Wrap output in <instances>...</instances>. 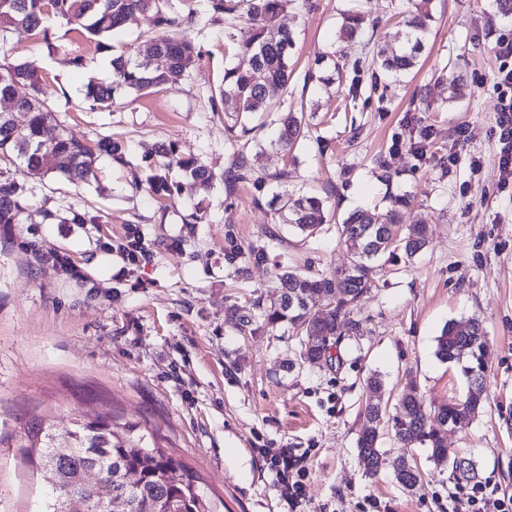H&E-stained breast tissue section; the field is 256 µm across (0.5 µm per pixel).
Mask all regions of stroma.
I'll use <instances>...</instances> for the list:
<instances>
[{
    "mask_svg": "<svg viewBox=\"0 0 512 512\" xmlns=\"http://www.w3.org/2000/svg\"><path fill=\"white\" fill-rule=\"evenodd\" d=\"M416 2L309 0L281 15L295 40L287 103L303 107L309 128L288 154L275 146L274 126L236 131L230 114L214 111L225 68H249L250 58L229 47L207 0H172L175 10L198 12L182 29L200 50L189 79L121 95L106 112L84 104L88 80L112 74L98 39L54 22L60 50L51 53L27 32L12 34L11 61L39 66L68 131L123 139L130 153L125 165L99 161L88 184L46 180L21 223L0 224V512H42L51 493L39 449L25 445L28 422L65 427L99 416L118 428L136 424L196 472L213 512H448L455 498H512V182L502 181L497 139V76L512 59L495 54L499 40H512V17L494 0H431L417 68L381 77L373 59L402 40ZM355 10L365 13L358 35L338 39L343 14ZM68 52L84 58L83 69L65 65ZM454 79L464 90L453 101ZM169 143L219 172L237 148L255 174L289 168L288 191L323 199L340 218L407 196L405 221L424 223L428 244L410 261L380 258L375 286L354 312L362 335L343 338L328 360L301 362L287 326L242 336L224 312L275 298L277 264L320 274L348 264L335 225L301 235L248 183L230 197L219 183L205 195L187 188L173 201L153 200L133 188L134 171ZM71 205L95 223L44 220L45 207ZM200 207L207 223L189 227ZM228 225L266 246L272 264L251 267L244 280L229 276ZM131 226L148 262L129 264L114 250ZM190 233L193 247L176 248ZM51 252L69 257L75 274L46 261ZM470 319L489 341V402L446 440L474 463L477 479L455 483L416 448L423 479L403 489L391 463L404 450L389 436L386 464L366 475L356 449L365 379L382 376L391 408L412 379L426 405L462 396L466 380L436 357V338L447 323ZM281 448L301 455L306 470L296 506L280 496L263 457Z\"/></svg>",
    "mask_w": 512,
    "mask_h": 512,
    "instance_id": "obj_1",
    "label": "stroma"
}]
</instances>
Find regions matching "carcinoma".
Returning a JSON list of instances; mask_svg holds the SVG:
<instances>
[{
  "label": "carcinoma",
  "instance_id": "carcinoma-1",
  "mask_svg": "<svg viewBox=\"0 0 512 512\" xmlns=\"http://www.w3.org/2000/svg\"><path fill=\"white\" fill-rule=\"evenodd\" d=\"M307 6L306 0H207L210 11L228 20L227 37L239 53L250 57V68L224 69V76L212 95L234 113L235 121L244 122L257 113H276L278 134L275 145L290 153L307 137L298 113L286 106H273L288 89L293 69L290 60L294 39L288 29L278 24L286 7L295 2ZM405 21L404 40L397 46L382 48L377 64L388 76L397 78L415 68L432 22L427 8L430 0H421ZM170 0H0V52L9 36L19 30L42 36L46 47H53L47 19L81 33L108 37L119 31L136 13H153L155 35L135 50L112 53V79L90 81L85 86L84 102L92 112H105L120 93H141L175 86L187 80L199 57L195 45L176 34V29L196 19L194 11L183 16L168 8ZM362 23L358 12L347 15L339 28V37L352 39ZM43 77L30 61L0 63V99L7 96L13 112H24L28 120L15 123L12 112L0 111V155L12 154L19 161L22 178L0 174V224H19L26 209L30 183L48 177H62L68 182H88L96 177L95 165L101 158L127 165V147L123 140L100 135L87 142L69 135L58 124L57 135L43 137L46 124L57 117L43 98ZM28 92L19 96L18 86ZM162 160L149 164L135 177V189L145 190L154 199H172L184 183L207 193L216 174L205 163L178 157L173 145L161 151ZM226 196L247 180L257 186L265 178L256 177L244 153L236 154L233 166L222 175ZM409 200L396 198L383 213L356 211L341 224V238L353 251L350 265L329 274L299 275L279 268L276 274L279 295L266 304L252 301L248 308L231 306L227 318L238 332L253 334L261 328H274L282 323L300 337V360L314 364L328 357L329 349L344 336H354L362 323L352 317L353 308L371 292L374 285L375 261L388 254L401 253L412 260L427 244L425 229L412 225L404 234L403 209ZM279 212L284 223L311 236L326 222L323 202L316 197L295 196L283 191L279 195ZM44 217L58 224H88L96 218L70 206L64 210H44ZM270 261L266 247L244 245L233 227L224 230V264L237 277H244L249 267ZM323 308L312 311L313 299ZM488 349L485 333L471 332L460 322L446 324L436 338V357L442 362L460 365L468 381L464 398L441 403L425 410L416 382L407 386L394 415L389 416L379 404H366L365 422L358 434L360 463L369 475L381 467L385 450L384 432L402 448L416 445L426 448L435 466L452 464L456 483L470 482L477 473L470 459L457 449L448 447L442 430L448 425L464 427L485 406V355ZM129 426L118 432L109 418L77 421L69 429L71 448L58 451L56 427L43 421L28 427L26 436L31 447L42 450L44 478L52 488L43 512H112L110 501L100 498L84 486V474L94 466L104 475L112 498L120 499L125 512H211L196 476L178 459L145 443V436L135 434ZM394 476L403 488H412L422 472L406 469V457L393 462Z\"/></svg>",
  "mask_w": 512,
  "mask_h": 512
}]
</instances>
